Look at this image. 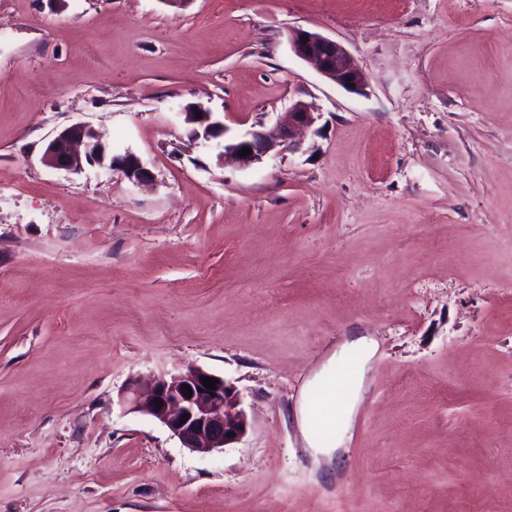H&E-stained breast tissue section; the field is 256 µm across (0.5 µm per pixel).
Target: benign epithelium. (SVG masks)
Returning <instances> with one entry per match:
<instances>
[{
	"instance_id": "obj_1",
	"label": "benign epithelium",
	"mask_w": 512,
	"mask_h": 512,
	"mask_svg": "<svg viewBox=\"0 0 512 512\" xmlns=\"http://www.w3.org/2000/svg\"><path fill=\"white\" fill-rule=\"evenodd\" d=\"M288 42L298 58L316 65L321 76L347 92L363 93L367 75L341 42L301 28L289 33ZM185 120L193 125L192 136L204 146L218 150L221 161L247 166L262 162L273 152L300 150L303 142L297 132L313 126L317 117L309 104L297 101L275 124L260 123L230 140L226 139L224 123L202 106L187 107ZM245 147L251 153L242 157L240 151ZM41 161L50 168L72 173L83 171L87 165H98L135 184L152 180V173L140 157L130 151L109 152L95 131L84 123L60 130L48 143ZM206 377L212 378L214 374L190 366L168 378L134 387L125 403L129 409L144 412L165 426L183 447L208 454L238 442L246 434L249 422L234 386L220 377L211 391L202 383ZM185 385L192 389L190 398L183 390Z\"/></svg>"
}]
</instances>
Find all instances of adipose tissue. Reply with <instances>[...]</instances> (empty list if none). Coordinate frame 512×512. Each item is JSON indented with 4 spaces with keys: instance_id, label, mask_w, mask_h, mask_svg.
I'll return each mask as SVG.
<instances>
[{
    "instance_id": "ef3b65f1",
    "label": "adipose tissue",
    "mask_w": 512,
    "mask_h": 512,
    "mask_svg": "<svg viewBox=\"0 0 512 512\" xmlns=\"http://www.w3.org/2000/svg\"><path fill=\"white\" fill-rule=\"evenodd\" d=\"M369 354V348L365 339L359 338L349 343L344 357L356 358L359 363L349 384V398L342 412H335L332 408L336 395V370L341 363V358L331 357L326 366L315 376L309 384L300 408V423L302 434L310 448L316 453L328 455L336 447L335 438L320 437L314 427L315 420H322L328 426H335L337 418H349L359 399L363 372L362 363H365Z\"/></svg>"
}]
</instances>
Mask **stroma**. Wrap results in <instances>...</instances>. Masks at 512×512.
<instances>
[{"label": "stroma", "instance_id": "stroma-1", "mask_svg": "<svg viewBox=\"0 0 512 512\" xmlns=\"http://www.w3.org/2000/svg\"><path fill=\"white\" fill-rule=\"evenodd\" d=\"M299 100L304 152L248 167L183 116L231 139ZM79 122L152 183L43 165ZM356 336L318 464L302 392ZM190 366L236 387L239 442L126 406ZM0 512H512V0H0ZM303 37H308L307 42ZM288 42L298 58L316 65L321 76L347 92L363 93L367 75L341 42L301 28L289 33Z\"/></svg>", "mask_w": 512, "mask_h": 512}]
</instances>
